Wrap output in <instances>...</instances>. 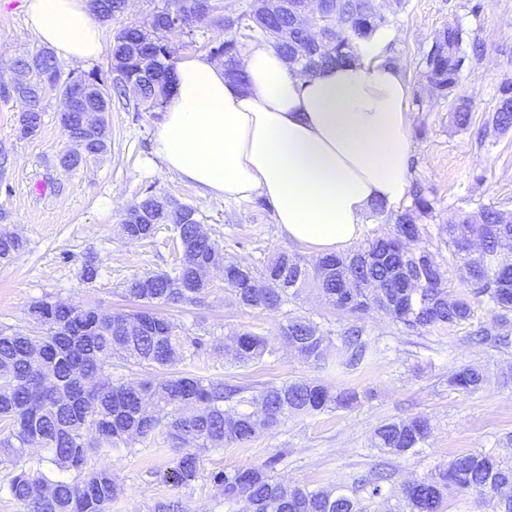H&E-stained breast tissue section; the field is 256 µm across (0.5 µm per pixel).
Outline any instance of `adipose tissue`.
Returning a JSON list of instances; mask_svg holds the SVG:
<instances>
[{
	"mask_svg": "<svg viewBox=\"0 0 512 512\" xmlns=\"http://www.w3.org/2000/svg\"><path fill=\"white\" fill-rule=\"evenodd\" d=\"M26 27L67 61L103 51L88 0H23ZM380 30L351 59L312 72L267 42L242 53L244 83L191 54L176 65L154 150L167 171L218 198L269 200L289 241L334 253L362 234L374 205L396 208L410 184L411 85Z\"/></svg>",
	"mask_w": 512,
	"mask_h": 512,
	"instance_id": "adipose-tissue-1",
	"label": "adipose tissue"
}]
</instances>
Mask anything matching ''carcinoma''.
<instances>
[{
	"mask_svg": "<svg viewBox=\"0 0 512 512\" xmlns=\"http://www.w3.org/2000/svg\"><path fill=\"white\" fill-rule=\"evenodd\" d=\"M297 0L269 22L256 0L249 11L222 18L231 35L206 44L211 57L224 60L228 76L243 83L241 48L247 40L269 42L292 66L313 71L354 55L360 44L387 24L381 13L365 12V0H321L314 17L323 42L309 34L305 18L296 12ZM125 0H90L93 15L116 22L112 43L115 65L97 70L61 68L53 53L36 46L16 62L21 73L0 98L22 104L18 117L23 138L36 136L42 126L40 102L51 91L68 100L73 77L88 83L91 92L71 112H62L70 144L60 165L74 171L108 149L109 131L104 113L112 98L134 94L148 105H164L174 85L178 47L168 31L169 16L188 21L187 32L212 22L217 7L211 0H165L162 9L143 22L123 23ZM462 33L444 28L424 57V76L432 91L445 96L456 86L465 62ZM455 123L471 125L472 112L463 99L454 105ZM502 130L512 128V85L500 90L492 116ZM411 205L392 214V230L368 240L347 255L327 254L308 265L280 253L262 266L229 262L202 230L197 208L163 203L147 194L133 203L120 222L121 234L145 241L164 228L180 242L186 257L169 270L135 276L124 293L140 307L129 314L104 313L96 308L46 299L30 304L37 334L0 330V458L15 463L7 476L11 497L24 512H110L118 495L112 471L88 469L94 456L128 447L135 441L153 442L172 452L169 478L176 487L196 481L203 453L259 438L295 414L349 409L360 401L359 392L318 381L296 379L282 385L243 387L188 372L160 374L138 385L109 381L87 385V374L104 372L112 358L165 370L176 357L194 359L211 347L233 365L260 362L275 354L267 339L243 330L229 337L178 331L156 312L159 304L196 303L204 294L208 272L224 266V290L237 303L265 311L276 310L297 298L308 286L317 288L333 308L350 313L381 312L410 332L468 322L474 305L485 304L500 320L512 313V213L495 206L481 209L475 219L462 213L451 224L439 225V235L457 263L459 279L468 292L448 290L443 271L432 253L419 245L424 225L435 210L431 190L415 181ZM23 248L12 234H0V262ZM282 338L303 360L319 367L355 368L378 354L360 326L333 337L329 330L302 318L282 327ZM487 378L474 366H462L448 376V385L472 393L484 388ZM251 406L248 411L244 406ZM431 434L429 420L414 416L378 426L373 446L384 457H399L424 445ZM43 449L48 458L27 455L28 448ZM283 455L269 457L259 467L219 470L211 480L221 487L227 502H244V512H366L360 501L333 489H309L284 484L272 475ZM58 468L50 476L43 467ZM388 462L381 461L353 480L369 500L384 497L391 481ZM490 493L498 497V512H512V466L482 453L453 458L429 476L405 485L393 512H445L448 498Z\"/></svg>",
	"mask_w": 512,
	"mask_h": 512,
	"instance_id": "cac0c4a2",
	"label": "carcinoma"
}]
</instances>
